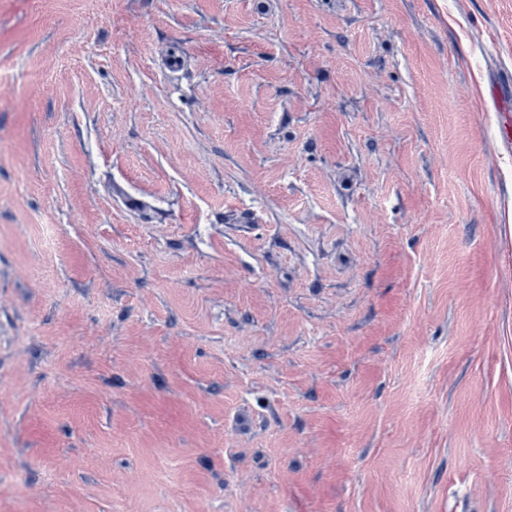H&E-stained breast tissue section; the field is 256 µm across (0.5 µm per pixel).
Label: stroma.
<instances>
[{"mask_svg": "<svg viewBox=\"0 0 512 512\" xmlns=\"http://www.w3.org/2000/svg\"><path fill=\"white\" fill-rule=\"evenodd\" d=\"M505 75L512 0H0V512H512Z\"/></svg>", "mask_w": 512, "mask_h": 512, "instance_id": "obj_1", "label": "stroma"}]
</instances>
